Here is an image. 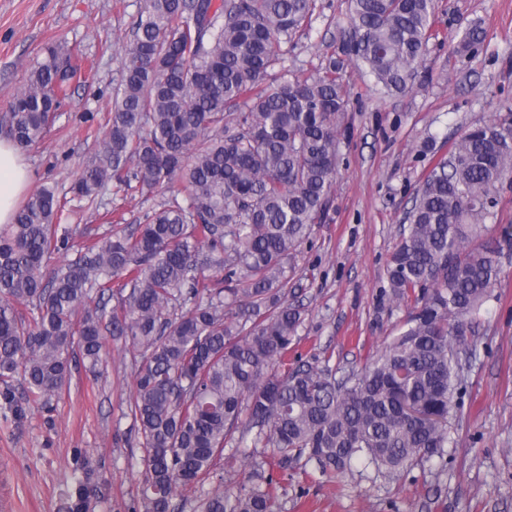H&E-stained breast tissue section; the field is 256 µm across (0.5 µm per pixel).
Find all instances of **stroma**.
Wrapping results in <instances>:
<instances>
[{"label": "stroma", "instance_id": "stroma-1", "mask_svg": "<svg viewBox=\"0 0 512 512\" xmlns=\"http://www.w3.org/2000/svg\"><path fill=\"white\" fill-rule=\"evenodd\" d=\"M349 0H316L309 34L282 44L288 66L314 72L341 48ZM143 0H0V117L48 46L80 50L92 70L73 80L70 100L41 142L23 155L29 192L53 187L67 201L63 223L96 238L110 230L105 210L127 228L167 201L168 192L129 196L104 190L95 201L71 187L94 157L104 118L120 80L124 50ZM435 34L412 92H380L353 64L339 72L349 135L326 223L295 259L304 322L298 351L332 352L338 375L358 368L399 333L405 309L388 300L386 263L421 181L448 154L459 134L481 118L512 117V0H436ZM487 38L478 55L454 53L468 23ZM430 151H422L427 137ZM494 296L468 336L465 384L450 418L443 459L401 476L357 467L354 474L321 473L298 463L279 491L281 512H512V248L504 249ZM134 353L106 338L100 375L72 365V378L42 410L25 385L12 389L24 406L15 417L0 402V490L12 512H63L78 455L102 481L92 512H134L143 479L144 449L129 412Z\"/></svg>", "mask_w": 512, "mask_h": 512}]
</instances>
